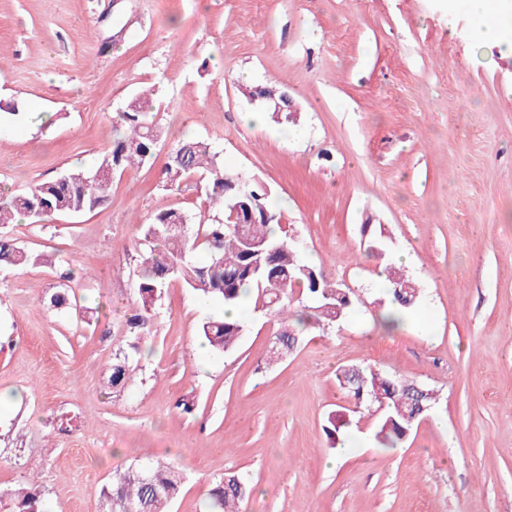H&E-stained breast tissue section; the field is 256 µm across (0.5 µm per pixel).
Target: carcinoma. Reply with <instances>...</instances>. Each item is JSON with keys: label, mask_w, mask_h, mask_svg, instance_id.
Instances as JSON below:
<instances>
[{"label": "carcinoma", "mask_w": 512, "mask_h": 512, "mask_svg": "<svg viewBox=\"0 0 512 512\" xmlns=\"http://www.w3.org/2000/svg\"><path fill=\"white\" fill-rule=\"evenodd\" d=\"M152 102L136 94L116 113L122 132L99 158L94 170L70 169L56 179L43 182L29 191L0 193V270L27 266L40 260L21 247L6 228L17 216L32 224H44L59 215L78 216L103 206L112 186V176L151 162L163 140L162 127L154 120ZM103 170L105 174L98 175ZM195 177L208 179L206 203L218 210L210 223L198 224L194 234L181 232L190 227L192 216L179 207L157 212L144 225V258L136 284L138 308L128 320L132 336L127 347L112 358L109 384H125L132 362L141 355L142 337L149 334L156 305L176 280L192 290L203 307L211 304L226 308L237 306L247 295L254 307L273 313L279 329L268 351L267 363L277 364L294 350L304 333L336 323L337 312L347 315L353 307L350 290L331 282L323 270L300 259L297 246L288 232L276 236L280 210L268 191L249 183L250 195L241 198L235 185L244 181L239 174L224 169L211 145L199 140H183L168 153L162 170L163 187L176 190ZM240 206L242 215L253 216L249 234L238 231L229 221L231 207ZM205 253L199 265L195 251ZM386 283L395 310L385 319L401 324L417 308L419 291L415 282L401 269L387 267ZM307 298L311 305L293 311V295ZM245 332V322L222 314L207 313L199 325L203 343L215 353L235 347ZM339 385L358 406L376 404L382 409L375 439L382 448H395L413 430L420 416L415 414V383L397 379L380 368L347 366L336 374ZM350 425L341 411L327 417L325 433L332 442ZM183 475L179 468L160 463L131 466L116 474L100 490L103 512H127L126 505H137V512H166V507L181 491ZM253 486L242 476L227 472L210 488L204 512H246ZM9 501V512H44L43 496L35 481L29 480L1 492L0 501Z\"/></svg>", "instance_id": "obj_1"}]
</instances>
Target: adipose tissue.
I'll return each instance as SVG.
<instances>
[{"mask_svg":"<svg viewBox=\"0 0 512 512\" xmlns=\"http://www.w3.org/2000/svg\"><path fill=\"white\" fill-rule=\"evenodd\" d=\"M466 14L478 20L472 38L512 54V0H448V25L456 27Z\"/></svg>","mask_w":512,"mask_h":512,"instance_id":"1","label":"adipose tissue"}]
</instances>
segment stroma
Listing matches in <instances>:
<instances>
[{
  "label": "stroma",
  "instance_id": "stroma-1",
  "mask_svg": "<svg viewBox=\"0 0 512 512\" xmlns=\"http://www.w3.org/2000/svg\"><path fill=\"white\" fill-rule=\"evenodd\" d=\"M475 24L449 30L444 0H0V189L94 167L136 91L155 90L165 131L154 163L113 177L102 207L12 227L47 261L0 272V393L13 397L0 488L34 473L50 512H101L112 474L152 460L184 473L170 512H202L228 471L255 488L248 512H512V57L477 47ZM272 81L303 138L248 122L249 91ZM187 138L264 185L302 257L355 305L269 365L274 316L249 312L238 347L216 354L199 300L172 283L115 389L143 224L206 211L203 183L162 186ZM371 232L422 289L416 321L391 333ZM67 264L77 303L56 311ZM348 365L438 403L398 447H378L377 412L336 384ZM343 407L341 454L323 427Z\"/></svg>",
  "mask_w": 512,
  "mask_h": 512
}]
</instances>
